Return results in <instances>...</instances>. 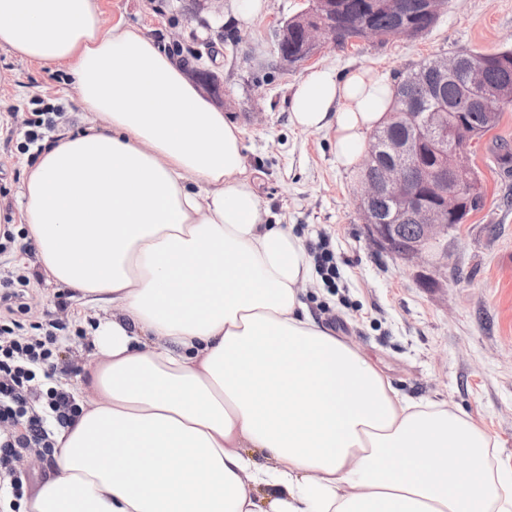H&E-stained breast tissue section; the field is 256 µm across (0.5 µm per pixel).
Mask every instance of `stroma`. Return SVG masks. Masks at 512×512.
<instances>
[{"label":"stroma","mask_w":512,"mask_h":512,"mask_svg":"<svg viewBox=\"0 0 512 512\" xmlns=\"http://www.w3.org/2000/svg\"><path fill=\"white\" fill-rule=\"evenodd\" d=\"M263 14L238 22L214 14L206 0H101L104 29L116 21L139 27L182 60L199 59L224 82V113L244 131L245 163L264 205L314 249L328 239L340 276L335 287L306 288L312 314L366 353L401 394L444 404L497 437L500 463L512 468V173L497 165L493 147L512 144V110L466 155L483 178L485 207L448 237L451 286L428 288L390 254L366 240L355 205L357 171L336 161L332 131L292 126L294 86L313 70L344 76L369 68L386 78L440 54L512 46V0H451L431 30L414 39L326 44L314 61L275 64L276 30L306 0H265ZM220 50L204 57L206 46ZM55 106L78 125L75 92L58 70L38 68L0 51V229L10 228L13 265L36 271L25 240L18 196L24 162H35L24 122L35 106ZM98 304L54 282L28 297L25 320L60 317L94 322ZM91 337L59 343V365H75L81 391L92 361Z\"/></svg>","instance_id":"obj_1"}]
</instances>
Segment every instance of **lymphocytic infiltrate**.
<instances>
[{"instance_id": "obj_1", "label": "lymphocytic infiltrate", "mask_w": 512, "mask_h": 512, "mask_svg": "<svg viewBox=\"0 0 512 512\" xmlns=\"http://www.w3.org/2000/svg\"><path fill=\"white\" fill-rule=\"evenodd\" d=\"M30 286L27 275H0V480L14 512L30 498V478L20 467L24 454L54 457L55 430L83 412L73 391L56 379L53 365L61 335L81 336L85 330L58 318L24 324Z\"/></svg>"}]
</instances>
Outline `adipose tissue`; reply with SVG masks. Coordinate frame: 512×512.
<instances>
[{"mask_svg": "<svg viewBox=\"0 0 512 512\" xmlns=\"http://www.w3.org/2000/svg\"><path fill=\"white\" fill-rule=\"evenodd\" d=\"M100 0H0V50L64 71L84 128L60 126L21 189L43 274L112 307L93 330L82 416L26 512H512L497 439L401 395L305 308L321 284L269 223L243 130ZM394 88L311 72L291 121L332 129L354 167ZM466 456L467 472L448 467Z\"/></svg>", "mask_w": 512, "mask_h": 512, "instance_id": "obj_1", "label": "adipose tissue"}]
</instances>
